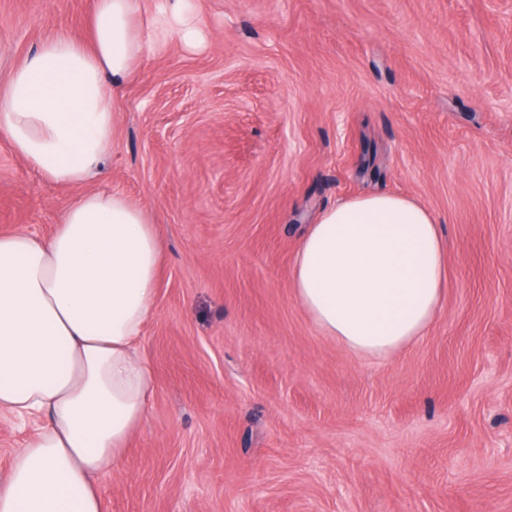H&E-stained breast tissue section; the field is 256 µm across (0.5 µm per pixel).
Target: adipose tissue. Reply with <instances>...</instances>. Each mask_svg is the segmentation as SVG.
Returning a JSON list of instances; mask_svg holds the SVG:
<instances>
[{"instance_id":"ef3b65f1","label":"adipose tissue","mask_w":512,"mask_h":512,"mask_svg":"<svg viewBox=\"0 0 512 512\" xmlns=\"http://www.w3.org/2000/svg\"><path fill=\"white\" fill-rule=\"evenodd\" d=\"M201 43L193 0H95L91 39H45L0 86V135L33 171L65 185L111 155L109 89L133 79L144 30ZM160 242L124 194L78 197L47 237L0 233V411L39 426L0 477V512H103L114 470L155 391L138 354L155 315ZM446 248L435 214L399 194L323 210L295 253L294 294L317 329L360 356L425 336L442 310Z\"/></svg>"}]
</instances>
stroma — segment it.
I'll return each mask as SVG.
<instances>
[{"label": "stroma", "instance_id": "obj_1", "mask_svg": "<svg viewBox=\"0 0 512 512\" xmlns=\"http://www.w3.org/2000/svg\"><path fill=\"white\" fill-rule=\"evenodd\" d=\"M94 0H0V82ZM145 35L98 186L161 244L156 387L104 512H512V0H198ZM392 192L439 219L443 309L387 357L322 335L289 270L319 211ZM0 137V231L80 195ZM159 1L161 3L151 6L146 12L144 20L149 30L162 38L177 33L190 46L203 42L200 29L195 22L193 0Z\"/></svg>", "mask_w": 512, "mask_h": 512}]
</instances>
